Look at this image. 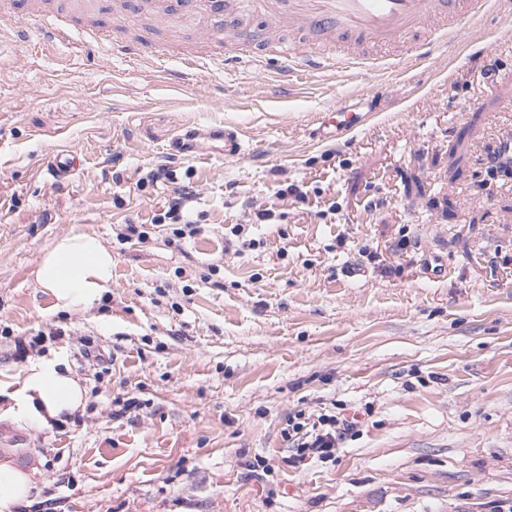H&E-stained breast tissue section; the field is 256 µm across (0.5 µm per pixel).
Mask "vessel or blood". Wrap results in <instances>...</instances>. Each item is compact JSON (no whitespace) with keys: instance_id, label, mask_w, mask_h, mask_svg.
<instances>
[{"instance_id":"vessel-or-blood-1","label":"vessel or blood","mask_w":512,"mask_h":512,"mask_svg":"<svg viewBox=\"0 0 512 512\" xmlns=\"http://www.w3.org/2000/svg\"><path fill=\"white\" fill-rule=\"evenodd\" d=\"M482 0H167L168 11L205 19L197 33L206 42L221 35L229 43L255 47L259 36L243 20L244 12L259 6L268 25H288L297 31L296 43L279 47L275 54L282 77L323 68L361 69L368 57L334 54L337 46L370 44L390 49L402 44L419 48L448 36L459 35L465 20L475 17ZM85 0H55L52 13L40 14L46 41L67 39L61 18L85 11ZM118 50L137 62L169 56L164 43L140 46L127 41Z\"/></svg>"}]
</instances>
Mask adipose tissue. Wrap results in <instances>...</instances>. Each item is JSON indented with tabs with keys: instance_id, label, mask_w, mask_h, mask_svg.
Returning a JSON list of instances; mask_svg holds the SVG:
<instances>
[{
	"instance_id": "adipose-tissue-1",
	"label": "adipose tissue",
	"mask_w": 512,
	"mask_h": 512,
	"mask_svg": "<svg viewBox=\"0 0 512 512\" xmlns=\"http://www.w3.org/2000/svg\"><path fill=\"white\" fill-rule=\"evenodd\" d=\"M35 281L62 310L85 309L112 286V252L90 232L55 239L44 251ZM85 390L70 369L48 359L32 363L8 409L12 421L45 426L83 411ZM32 476L8 461L0 462V512H13L31 495Z\"/></svg>"
}]
</instances>
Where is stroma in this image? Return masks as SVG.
<instances>
[{
  "instance_id": "obj_1",
  "label": "stroma",
  "mask_w": 512,
  "mask_h": 512,
  "mask_svg": "<svg viewBox=\"0 0 512 512\" xmlns=\"http://www.w3.org/2000/svg\"><path fill=\"white\" fill-rule=\"evenodd\" d=\"M152 18L96 2L117 40L191 42ZM27 33L0 37V461L34 480L16 512H512V171L488 168L512 130V0H484L463 38L292 84L272 62L177 80L79 23L78 53ZM339 109L362 122L334 133ZM223 125L240 157L210 139ZM160 165L172 179L139 184ZM183 185L201 232L174 244L152 218ZM127 224L144 237L120 243ZM83 231L112 251V290L60 311L34 270ZM42 357L84 411L13 424ZM299 412L360 424L296 463Z\"/></svg>"
}]
</instances>
